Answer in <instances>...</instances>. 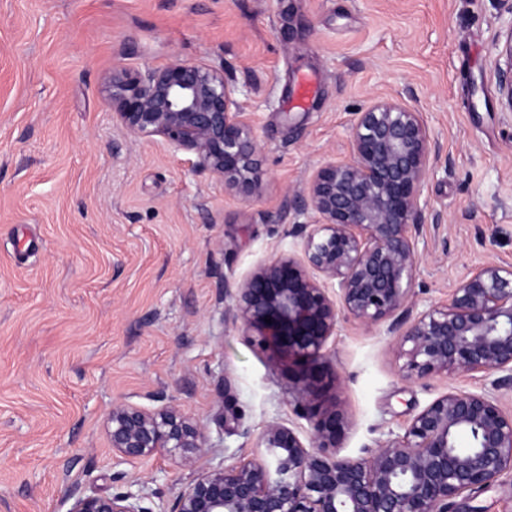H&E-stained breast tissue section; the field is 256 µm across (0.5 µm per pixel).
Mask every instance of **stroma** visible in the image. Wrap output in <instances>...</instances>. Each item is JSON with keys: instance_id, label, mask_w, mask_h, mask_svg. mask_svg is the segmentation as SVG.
<instances>
[{"instance_id": "obj_1", "label": "stroma", "mask_w": 512, "mask_h": 512, "mask_svg": "<svg viewBox=\"0 0 512 512\" xmlns=\"http://www.w3.org/2000/svg\"><path fill=\"white\" fill-rule=\"evenodd\" d=\"M512 0H0V512H68L75 493L146 489L169 512L197 471L260 455L264 428L307 432L297 367L225 317L224 285L296 253L288 206L348 156L355 112L406 92L440 154L421 202L418 307L488 262L512 264V111L495 45ZM223 68L261 146L248 200L189 153L119 126L114 70ZM396 337L342 318L323 406L345 455L384 444L479 374L403 378ZM174 401L204 427L195 466L117 463L113 403Z\"/></svg>"}]
</instances>
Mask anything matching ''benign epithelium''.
Listing matches in <instances>:
<instances>
[{
    "instance_id": "benign-epithelium-1",
    "label": "benign epithelium",
    "mask_w": 512,
    "mask_h": 512,
    "mask_svg": "<svg viewBox=\"0 0 512 512\" xmlns=\"http://www.w3.org/2000/svg\"><path fill=\"white\" fill-rule=\"evenodd\" d=\"M497 50L501 102L512 111V24ZM241 94L224 69L179 60L143 73L116 71L108 87L127 132L192 154L196 171L249 199L261 181L260 144ZM350 142L349 158L319 167L291 201L310 215L292 227L301 254H278L224 286L227 319L299 368L295 398L308 436L267 425L264 455L200 471L170 512H457V499L512 474V412L489 393L459 389L434 399L386 444L363 455L337 451L350 422L321 408L319 376L343 315L367 328L387 324L408 380L481 373L496 389L512 388V265L476 267L447 302L414 312L420 196L439 158L420 113L400 95L378 98L357 113ZM158 400L151 410L112 405L106 424L118 462L164 450L191 463L206 447L196 420ZM461 433L467 448L456 444ZM144 498L74 494L68 512H150Z\"/></svg>"
}]
</instances>
